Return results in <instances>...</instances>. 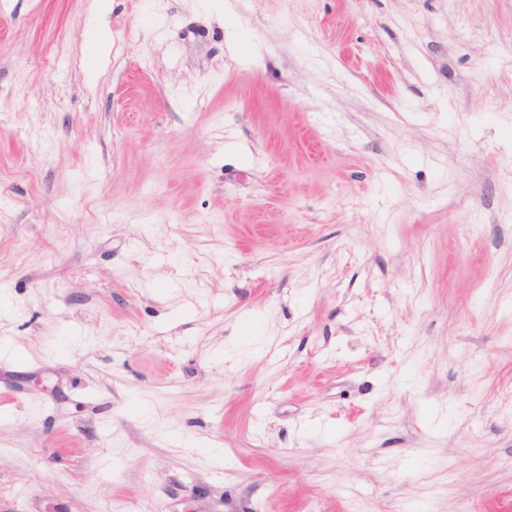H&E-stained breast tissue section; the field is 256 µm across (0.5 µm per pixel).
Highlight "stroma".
Listing matches in <instances>:
<instances>
[{
  "instance_id": "stroma-1",
  "label": "stroma",
  "mask_w": 512,
  "mask_h": 512,
  "mask_svg": "<svg viewBox=\"0 0 512 512\" xmlns=\"http://www.w3.org/2000/svg\"><path fill=\"white\" fill-rule=\"evenodd\" d=\"M0 0V512H512V0Z\"/></svg>"
}]
</instances>
